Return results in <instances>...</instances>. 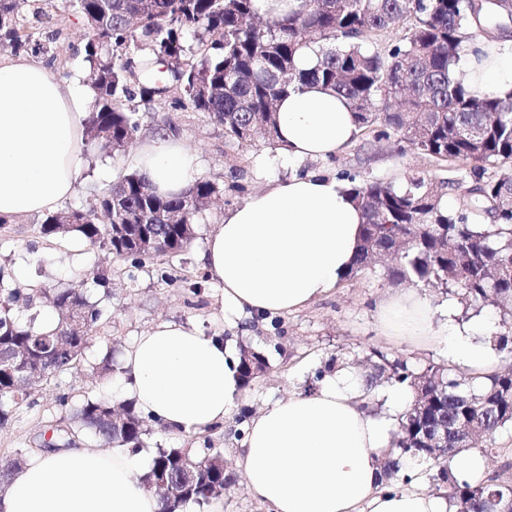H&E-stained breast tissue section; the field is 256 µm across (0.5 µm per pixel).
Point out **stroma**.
<instances>
[{
    "label": "stroma",
    "instance_id": "1",
    "mask_svg": "<svg viewBox=\"0 0 512 512\" xmlns=\"http://www.w3.org/2000/svg\"><path fill=\"white\" fill-rule=\"evenodd\" d=\"M16 25L25 42L24 54L44 62L63 81L87 80V28L71 0H28L18 13ZM139 115L140 131L125 152L115 155L88 148L90 168L75 193L65 201V208L96 204L113 183L135 171V156L141 144L162 131L175 133L185 146L198 152L202 178L217 188L215 202L196 217L193 237L184 252L173 258L145 261L137 268L130 261L112 257L88 244H76L74 236H43L39 227L45 217L41 214L16 218L0 230V269L10 273L21 268L26 272L25 278L14 279V287L66 288L79 283L102 310L101 322L80 365L42 382L16 408L8 425L0 428V462L20 453H37L41 433L66 426L75 406L85 396L101 390L95 367L103 355L108 353L113 360H120L134 336L163 319L184 322L205 334L221 336L235 349L250 344L265 351L269 370L236 404L237 409L246 410L251 416L267 403L306 392L315 368L339 350L348 352L354 360L363 359L375 347L417 364L452 365L446 346L381 332L376 307L400 289L399 284L389 282L382 263L342 280L324 297L297 312L279 316L277 322L255 319L236 328L226 327L222 290L203 270L200 257L225 209L241 204L249 194L265 188V181L257 178L255 170L268 146L259 141L238 147L225 138L223 126L208 114L170 101L140 106ZM303 168L396 183L414 171L427 172L436 182L448 177L447 170L431 166L406 143L394 138L373 143L364 133L336 156L305 162ZM193 283L200 284V296L189 292ZM238 427L237 418L232 415L223 425L197 434L156 429L147 443L152 447L188 448L198 456L211 448L232 462L239 448L235 436ZM185 512L268 509L248 495L242 477L237 475L205 510L189 506Z\"/></svg>",
    "mask_w": 512,
    "mask_h": 512
}]
</instances>
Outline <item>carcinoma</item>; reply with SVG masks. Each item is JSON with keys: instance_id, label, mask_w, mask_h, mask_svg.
<instances>
[{"instance_id": "1", "label": "carcinoma", "mask_w": 512, "mask_h": 512, "mask_svg": "<svg viewBox=\"0 0 512 512\" xmlns=\"http://www.w3.org/2000/svg\"><path fill=\"white\" fill-rule=\"evenodd\" d=\"M91 36L85 44L95 100L85 122V142L113 153L125 151L140 129L137 99L167 101L207 113L224 135L247 145L261 133L276 145V102L288 90L321 83L346 97L360 127L380 142L395 137L431 162L462 165L446 186L462 191L455 211L441 205V193L423 172L399 184L349 178L351 193L366 222L359 251L346 277L394 256L386 268L392 283L454 288L466 306H493L512 317V100L478 95L452 76L460 58L477 52L476 32L500 23L492 11L478 14L470 0H302L285 18L258 15L253 0H76ZM17 0H0V46H21L13 26ZM396 31L382 48L378 38ZM319 49L317 67L303 71L295 57L304 47ZM139 53V66L115 51ZM482 128L481 138L468 130ZM217 192L198 179L183 194L163 198L144 176L130 172L88 209H70L65 224L57 212L40 227L45 236L74 233L94 247L134 264L144 261L133 247L117 244L106 208L121 201L118 224L174 212L175 224L147 226L156 247L151 258L187 248L195 218ZM486 216L474 223L473 213ZM58 326L44 332L39 313L18 318L21 297L0 287V351L16 362L0 361V426L28 398L27 385L76 367L102 312L79 285L41 291ZM495 349L512 358V329L496 336ZM338 352L314 372L313 381L345 365ZM364 394L383 384L405 388L412 399L399 414L394 447L380 465L387 479L408 486L422 479L439 489L459 512H512V482L497 476L476 479L453 466L472 448L499 453L496 435L512 429V366L487 374L457 373L441 364L418 369L408 360L373 348ZM258 347L239 353V371L249 388L268 368ZM446 441L432 450L441 422ZM70 435L86 434L97 445H126L138 451L151 428L134 403L114 401L101 391L86 398L73 415ZM224 458L194 457L186 448H156L143 479L157 495L161 512L203 508L224 490Z\"/></svg>"}]
</instances>
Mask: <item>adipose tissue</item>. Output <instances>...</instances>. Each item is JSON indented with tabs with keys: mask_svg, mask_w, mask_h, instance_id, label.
<instances>
[{
	"mask_svg": "<svg viewBox=\"0 0 512 512\" xmlns=\"http://www.w3.org/2000/svg\"><path fill=\"white\" fill-rule=\"evenodd\" d=\"M455 78L482 94L512 95V41L482 42ZM91 85H62L44 63L0 61V217L51 212L71 197L86 170L84 122ZM280 150L257 162L269 185L228 209L202 254L223 287L224 322L288 313L336 287L351 269L365 221L349 184L302 172L360 131L348 100L323 85L296 87L277 106ZM153 191L171 196L198 177L200 162L174 134L161 132L137 155ZM389 336L446 343L472 370L496 362L491 344L474 343L455 325L434 330L416 294L381 305ZM238 355L223 339L165 320L135 336L122 357L119 387L141 416L175 433L223 423L244 394ZM389 423L357 399L353 375L338 370L306 395L267 404L251 419L236 466L251 498L270 512H455L441 495L385 485L380 459ZM151 459L132 449L86 446L35 454L10 477L0 512H160L143 476Z\"/></svg>",
	"mask_w": 512,
	"mask_h": 512,
	"instance_id": "ef3b65f1",
	"label": "adipose tissue"
}]
</instances>
